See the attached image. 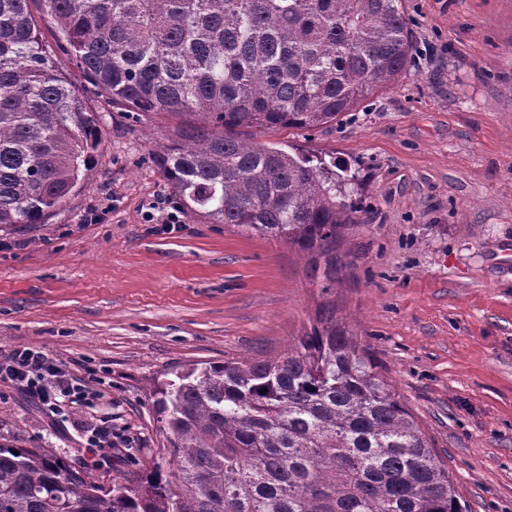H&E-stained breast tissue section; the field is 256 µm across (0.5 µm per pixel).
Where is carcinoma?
I'll use <instances>...</instances> for the list:
<instances>
[{
  "label": "carcinoma",
  "mask_w": 512,
  "mask_h": 512,
  "mask_svg": "<svg viewBox=\"0 0 512 512\" xmlns=\"http://www.w3.org/2000/svg\"><path fill=\"white\" fill-rule=\"evenodd\" d=\"M30 2L0 0V225L39 223L102 140ZM40 2L112 101L198 116L160 153L185 207L286 243L330 295L361 223L347 179L240 130L315 128L396 82L414 48L404 0ZM150 397L167 468L107 491L0 444V512H467L334 300L286 352L179 366Z\"/></svg>",
  "instance_id": "obj_1"
}]
</instances>
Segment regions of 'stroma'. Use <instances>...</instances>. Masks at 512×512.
Segmentation results:
<instances>
[{
    "mask_svg": "<svg viewBox=\"0 0 512 512\" xmlns=\"http://www.w3.org/2000/svg\"><path fill=\"white\" fill-rule=\"evenodd\" d=\"M412 59L399 81L312 130H248L342 166L365 221L347 234L333 292L468 512H512V0H406ZM40 40L102 130L85 181L37 224L0 226V350L35 347L87 406L53 419L0 386V443L44 448L112 487L165 463L149 394L173 367L286 351L323 300L287 244L182 210L159 233L151 199L175 197L155 153L192 119L113 104ZM107 424L111 457L81 429Z\"/></svg>",
    "mask_w": 512,
    "mask_h": 512,
    "instance_id": "35a3bbf8",
    "label": "stroma"
}]
</instances>
